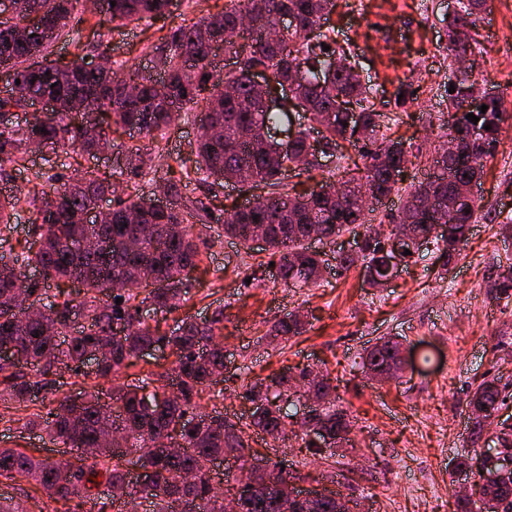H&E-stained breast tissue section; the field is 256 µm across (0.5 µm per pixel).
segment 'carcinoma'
<instances>
[{
	"label": "carcinoma",
	"instance_id": "obj_1",
	"mask_svg": "<svg viewBox=\"0 0 512 512\" xmlns=\"http://www.w3.org/2000/svg\"><path fill=\"white\" fill-rule=\"evenodd\" d=\"M485 0H459V11L448 20V51L456 55L473 51L470 28L475 10ZM80 0H25L21 12L0 18V69L20 80L14 98L0 99V112L23 109L31 97H47L53 102L50 112H33L22 125L0 126V180L12 178L29 143H51L54 149L88 154L117 149L124 156L120 175L129 189L128 198L112 209L109 224H88L83 216L112 191V176L85 174L76 182L57 181L50 192L30 196L33 236L29 246L16 250L8 238H0V344H8L17 362L0 361V403L29 407L52 389L55 377L78 372L87 352H102L95 374L110 380L131 364V360L152 346L161 345L174 356V376L148 373L135 385L112 388L109 403L101 402L96 392L79 399L57 392L46 414L33 413L26 426L44 432L50 440L67 448H92L86 458H41L17 448H0V485L12 488L26 483L32 492L56 502L76 506L107 494L112 505L132 498L144 499L152 512H224V501L215 498L209 476L185 484L182 474L195 468L203 458L231 455L241 458L249 449L248 431L258 430L272 440L285 431L283 404L298 384L313 385L324 399V406L312 417L313 428L306 430L308 447L315 448V429L319 438L330 443L349 441L351 420L348 409L336 396L337 385L327 374L304 367L286 372L266 384L249 385L244 398L258 395L266 405L247 414L228 416L213 408H200V391L224 375V347L214 343L224 313L198 323L189 318L165 336L152 333L139 317L137 308L150 303L154 309L172 311L181 300L184 277L196 268L206 246L203 237L193 233V224L224 223V234L246 244L253 231L263 230L266 244L279 254L277 279L285 286L320 285L323 260L305 247L314 225L323 238L334 240L366 224V206L359 195L361 183L374 187L381 197L394 188L390 168L404 160V144L385 136L389 119L382 112L364 105L369 88L363 85L349 62L345 47H332L322 28L333 7V0H227L224 11L203 17L190 25L170 28L152 50L154 76L144 67L115 60L107 69L90 70L81 65L88 49L102 55V43L92 46L75 43L77 59L66 65H41L49 45L66 28L85 22L78 9ZM174 0H102L99 16L105 21L125 25L143 19L171 14ZM247 15L252 26L244 43L224 41V33ZM280 15H291L298 24L288 38L265 39L264 33ZM224 48L240 58L229 79L237 85V96L225 95L224 80L215 73L213 47ZM345 61L326 76L334 59ZM319 67L310 72L311 80L298 85L287 103L263 108L252 89L256 68L270 71L277 84L290 79L300 67ZM88 102L94 112H81ZM361 106L360 118L365 139L372 149L365 151L364 168L350 175L346 196L338 198L323 191L324 184L289 194L282 181L289 165L303 163L310 173L321 167L316 155H308L307 128L325 127L324 147L342 149L343 143L357 147L355 132L345 123V107ZM197 105L204 114L203 133L197 140L198 166L193 172L166 184L168 204L161 208L139 195L145 179L157 164L148 148L114 143L112 127L133 130L149 140L163 138L182 119L188 105ZM486 112L475 108L477 123L470 122L468 110L451 98L441 126L457 140V153L446 151L432 158L433 172L427 181L409 192L398 218L392 219L388 238L411 231L421 244H431L449 265L464 241L475 209L458 206L457 193L483 176V160L494 148L502 124L508 118L498 95L482 94ZM302 112L307 126L291 140H263L259 130L276 129L288 121V113ZM491 129L486 130L484 126ZM219 127L214 136L209 129ZM252 176L258 194L256 208L240 211L232 206L214 214L185 196L184 189L195 181L208 188L235 181L242 174ZM21 196L0 195V224L17 220ZM435 204L445 216L443 226L435 228L428 215ZM170 225L180 226L169 234ZM94 238L101 247L88 250L81 242ZM361 255L339 253L336 267L347 269L359 262L375 268L376 276L367 279L372 288L388 285V274L380 267L383 252L379 234L365 230ZM40 266L47 278L55 281H81L83 296L62 298L63 292L50 291L46 284L31 279L28 269ZM119 280L124 287L101 303L100 295ZM31 304L49 308L42 318H25L15 308L18 293ZM122 303H116V299ZM305 323L289 315L270 328L273 338L298 336ZM402 355L397 341L384 340L364 357L363 368L381 374ZM503 398L496 381L481 383L469 406L476 424L495 416ZM112 427L126 435L125 449L118 451L102 441ZM171 439L181 453L171 455L157 445L161 435ZM481 458L464 456L456 468L474 470L478 500L487 512H512V472L494 474L481 468ZM147 472L144 479L134 477L130 466ZM245 512H304L296 497L280 491L268 500L250 504Z\"/></svg>",
	"mask_w": 512,
	"mask_h": 512
}]
</instances>
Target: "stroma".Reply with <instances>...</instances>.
<instances>
[{
  "label": "stroma",
  "mask_w": 512,
  "mask_h": 512,
  "mask_svg": "<svg viewBox=\"0 0 512 512\" xmlns=\"http://www.w3.org/2000/svg\"><path fill=\"white\" fill-rule=\"evenodd\" d=\"M226 0H179L164 25L144 22L102 27L112 57L148 64L162 26L222 12ZM457 0H337L327 26L337 43L349 46L352 61L370 89L369 103L390 118L393 135L404 137L407 168L392 193L377 205L373 224H389L406 194L430 170L446 131L439 118L448 111V88L458 68L449 55L448 19ZM476 42L466 68L478 88L500 93L509 114L495 149L484 161L474 189L475 219L450 267L435 250L414 255L399 277L376 290L361 268L337 270L338 251L353 249L349 235L309 241L327 266L323 284L293 288L275 279L264 246L225 236L221 225L203 228L209 241L202 260L188 275L178 313L152 311L147 323L168 333L180 315L197 321L223 313L226 368L212 384L204 407L246 412L242 395L251 382L306 366L328 373L355 426L351 444L311 449L302 429L287 420L281 447L301 476L300 487L319 488L358 501L365 512H457L456 463L463 453L489 447L493 424L476 430L468 407L475 387L498 378L503 405L498 420L512 422V301L497 299L499 274L512 266V238L500 226L512 219V0H485L474 17ZM200 110L152 143L162 155L154 196L182 167H194V148L203 132ZM121 155L104 152L75 157L52 149L28 153L14 171L11 188L28 189L36 174L74 171L107 175ZM290 313L306 316L301 335L267 341L272 322ZM392 338L409 352V362L385 381L364 372L361 356L378 341ZM27 409L0 405V446L21 445L41 454L68 458L66 448L43 443L24 428Z\"/></svg>",
  "instance_id": "obj_1"
}]
</instances>
